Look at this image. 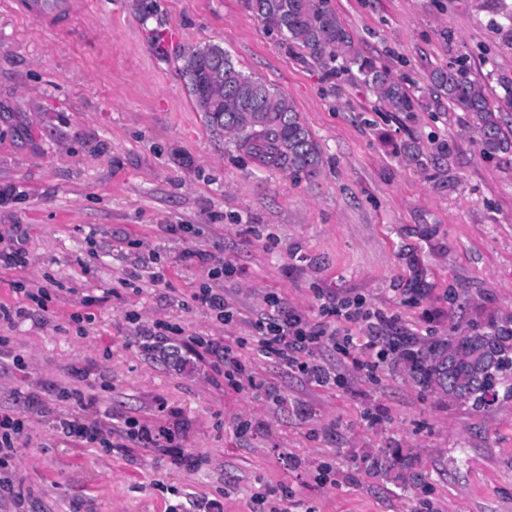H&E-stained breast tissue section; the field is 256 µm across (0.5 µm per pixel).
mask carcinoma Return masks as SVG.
<instances>
[{"label": "carcinoma", "mask_w": 512, "mask_h": 512, "mask_svg": "<svg viewBox=\"0 0 512 512\" xmlns=\"http://www.w3.org/2000/svg\"><path fill=\"white\" fill-rule=\"evenodd\" d=\"M246 7L274 25L285 40L304 48L324 63L340 53L357 71L386 108L415 112L416 98L377 60L352 48L350 35L327 0H245ZM180 61L187 92L216 135L229 137L234 149L272 171L292 179L317 173L322 151L296 105L283 93L237 67L217 43L196 46ZM437 103L448 111L464 113L484 154L512 152V140L502 132L501 112L512 109V94L504 103L490 104L485 85L463 62L437 68L428 76ZM423 382L460 400L480 406L495 385L498 373L512 368V317L490 323V330L459 336L440 344L429 364L411 360Z\"/></svg>", "instance_id": "1"}]
</instances>
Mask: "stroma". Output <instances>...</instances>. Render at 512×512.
<instances>
[{
    "mask_svg": "<svg viewBox=\"0 0 512 512\" xmlns=\"http://www.w3.org/2000/svg\"><path fill=\"white\" fill-rule=\"evenodd\" d=\"M361 55L390 66L415 112L378 102L345 57L313 60L244 0H89L44 30L0 0V410L27 437L0 479V512H512V375L477 407L424 384L401 357L372 372L328 347L341 383L320 387L241 348L265 391L230 385L205 351L167 357L140 326L230 346L277 295L310 323L362 336L345 301L381 313V335L430 355L512 314V154L489 158L428 75L462 59L491 103L512 90V0H329ZM218 43L290 99L322 149L292 181L212 134L179 56ZM416 144L421 163L401 148ZM165 277L150 282L149 272ZM45 287L43 304L17 293ZM223 290V320L192 303ZM80 398H64L63 390ZM78 414L96 442L60 435ZM171 430L173 447L112 445V423ZM392 459L388 474L372 459Z\"/></svg>",
    "mask_w": 512,
    "mask_h": 512,
    "instance_id": "stroma-1",
    "label": "stroma"
}]
</instances>
